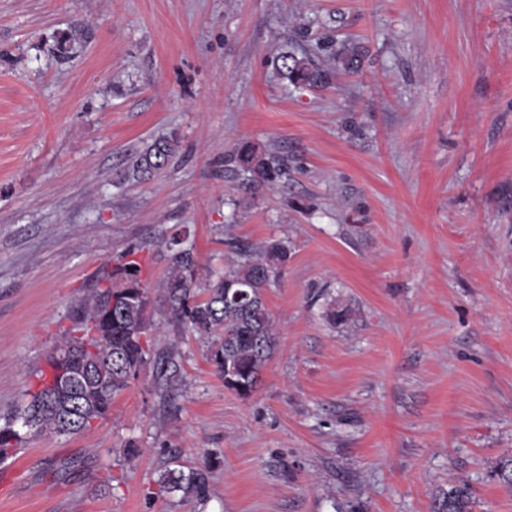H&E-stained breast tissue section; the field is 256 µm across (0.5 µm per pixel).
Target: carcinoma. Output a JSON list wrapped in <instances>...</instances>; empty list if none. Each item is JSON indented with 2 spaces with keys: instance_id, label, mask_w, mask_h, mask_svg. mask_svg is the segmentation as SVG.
Segmentation results:
<instances>
[{
  "instance_id": "cac0c4a2",
  "label": "carcinoma",
  "mask_w": 512,
  "mask_h": 512,
  "mask_svg": "<svg viewBox=\"0 0 512 512\" xmlns=\"http://www.w3.org/2000/svg\"><path fill=\"white\" fill-rule=\"evenodd\" d=\"M356 47L336 54V70L355 73L360 67ZM282 78L291 84L322 86L331 71L307 58L283 52L277 56ZM176 150L172 138L155 142L133 164V175L150 176L163 168ZM232 162L251 174L257 185L273 188L288 177V159L262 153L250 143L240 145ZM187 233L177 232L166 242L169 275L164 301L172 322L209 340L207 360L224 379V387L246 396L261 381L262 371L277 347V336L265 292L281 274L291 255L287 242L272 240L255 250L233 245L237 260L213 273L215 280L201 285L199 264ZM149 296L141 280V266L131 260L103 275L80 299L69 315L53 349L45 358L49 371L41 375L42 387L28 391L16 415L0 425V462L17 454L24 437L15 422L33 407L41 406L30 429L37 433L70 436L91 429L111 411L112 400L137 380L148 364L154 383L164 396L182 382L181 353L175 348L159 351L151 343ZM69 354L65 373L84 371L69 382H59L55 357ZM220 464L207 457L193 467L166 469L158 484L167 493L200 504L211 495V473ZM498 483L512 491V455L499 459L493 470ZM473 490L458 480L435 499L432 512H470Z\"/></svg>"
}]
</instances>
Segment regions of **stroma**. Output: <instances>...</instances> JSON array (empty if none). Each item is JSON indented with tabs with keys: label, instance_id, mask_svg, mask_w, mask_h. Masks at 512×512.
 Segmentation results:
<instances>
[{
	"label": "stroma",
	"instance_id": "stroma-1",
	"mask_svg": "<svg viewBox=\"0 0 512 512\" xmlns=\"http://www.w3.org/2000/svg\"><path fill=\"white\" fill-rule=\"evenodd\" d=\"M346 46L359 72L323 89L276 69L333 70ZM244 141L288 178L236 173ZM183 226L205 272L235 241L291 249L249 395L165 321L160 247ZM130 250L183 382L168 401L144 369L90 430L31 438L0 512H431L459 479L473 512H512L492 477L512 454V0H0V418ZM209 455L206 504L160 490ZM277 68L283 79L291 84L322 86L329 83L331 71L322 69L308 58L283 52L277 56ZM176 141L173 138L155 142L143 155L139 156L133 164V175L145 178L153 172L163 168L169 157L176 150Z\"/></svg>",
	"mask_w": 512,
	"mask_h": 512
}]
</instances>
